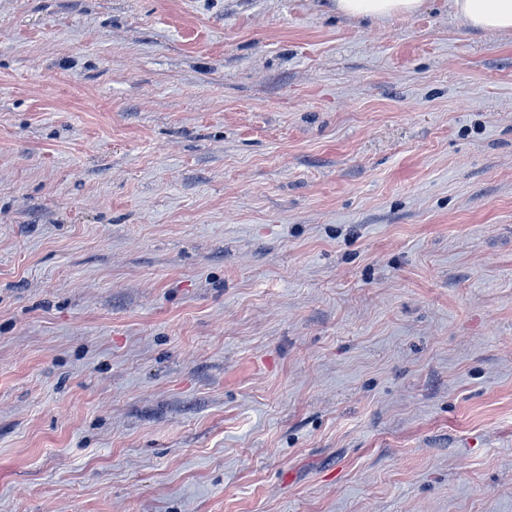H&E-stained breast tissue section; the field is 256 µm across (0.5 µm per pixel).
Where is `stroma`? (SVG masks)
<instances>
[{
	"instance_id": "1",
	"label": "stroma",
	"mask_w": 512,
	"mask_h": 512,
	"mask_svg": "<svg viewBox=\"0 0 512 512\" xmlns=\"http://www.w3.org/2000/svg\"><path fill=\"white\" fill-rule=\"evenodd\" d=\"M0 512H512V31L0 0Z\"/></svg>"
}]
</instances>
